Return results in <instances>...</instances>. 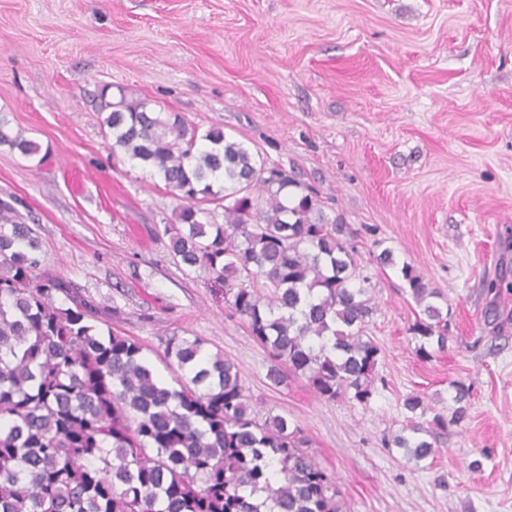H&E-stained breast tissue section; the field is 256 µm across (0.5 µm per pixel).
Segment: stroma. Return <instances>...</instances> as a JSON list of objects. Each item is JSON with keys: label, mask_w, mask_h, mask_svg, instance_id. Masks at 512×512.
I'll return each mask as SVG.
<instances>
[{"label": "stroma", "mask_w": 512, "mask_h": 512, "mask_svg": "<svg viewBox=\"0 0 512 512\" xmlns=\"http://www.w3.org/2000/svg\"><path fill=\"white\" fill-rule=\"evenodd\" d=\"M221 126L319 193L359 233L380 347L369 404L316 397L271 364L208 271L170 255L179 202L113 157L101 91ZM39 159L0 147V200L41 242L39 270L141 342L161 377L171 336L233 361L258 419L282 415L336 475L347 512H512V0H0V116ZM448 300L424 359L404 281L374 241ZM468 414L434 458L387 442L417 394ZM480 469H473V462Z\"/></svg>", "instance_id": "1"}]
</instances>
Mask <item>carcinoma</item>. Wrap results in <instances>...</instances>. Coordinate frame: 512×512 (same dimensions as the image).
Masks as SVG:
<instances>
[{"label": "carcinoma", "instance_id": "carcinoma-1", "mask_svg": "<svg viewBox=\"0 0 512 512\" xmlns=\"http://www.w3.org/2000/svg\"><path fill=\"white\" fill-rule=\"evenodd\" d=\"M105 107L112 154L182 201L177 223L163 227L174 262L214 275L268 350V379L281 384L286 368L321 399L368 403L380 347L365 334L377 304L356 231L219 126L201 132L123 93ZM3 146L40 152L1 116ZM199 200L224 202V223L202 221ZM374 246L419 307L408 327L416 353L445 350L448 300L392 248ZM40 248L0 201V512H344L303 431L281 415L258 420L232 361L171 336L164 358L177 386L167 384L138 340L102 329L85 299L37 274ZM454 388L449 415L407 397L404 433L387 445L415 462L435 456L466 416L469 387Z\"/></svg>", "mask_w": 512, "mask_h": 512}]
</instances>
